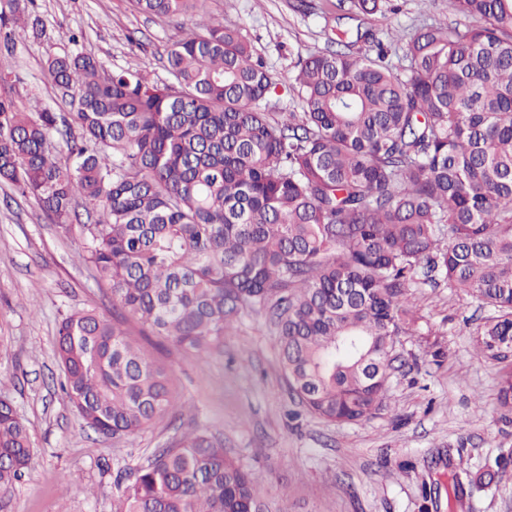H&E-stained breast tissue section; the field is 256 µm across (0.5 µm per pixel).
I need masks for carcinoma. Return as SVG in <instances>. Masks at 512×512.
<instances>
[{
  "mask_svg": "<svg viewBox=\"0 0 512 512\" xmlns=\"http://www.w3.org/2000/svg\"><path fill=\"white\" fill-rule=\"evenodd\" d=\"M132 2L162 18L197 8ZM449 4L475 24L393 33L400 72L370 30L336 24L337 49L298 59L301 111L286 116L261 106L274 82L248 39L210 18L167 51L166 82L73 52L47 61L70 112L0 96V182L67 232L83 203L78 260L112 294V315L72 310L57 330L60 389L89 429L134 434L178 407L169 372L124 317L201 352L243 311L268 307L288 387L341 423L382 407L420 277L493 310L477 352L508 358L512 0ZM337 7V20H355L379 0ZM497 402L512 411V366ZM31 459L30 428L1 395L0 499ZM114 487L112 512H250L260 500L254 474L196 429L117 470Z\"/></svg>",
  "mask_w": 512,
  "mask_h": 512,
  "instance_id": "obj_1",
  "label": "carcinoma"
}]
</instances>
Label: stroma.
Segmentation results:
<instances>
[{
  "label": "stroma",
  "instance_id": "1",
  "mask_svg": "<svg viewBox=\"0 0 512 512\" xmlns=\"http://www.w3.org/2000/svg\"><path fill=\"white\" fill-rule=\"evenodd\" d=\"M200 15L238 29L265 61L275 87L269 112H296L299 57L331 49L336 0H199ZM42 29L14 44L0 39V96L67 111L47 73L50 57L77 50L108 69L162 81L168 48L188 22L133 10L130 0H20ZM448 0H382L363 22L402 66L390 43L435 20L455 22ZM80 230L64 232L32 198L0 184V394L31 430L33 461L0 512H112L117 469L134 470L153 449L205 427L259 480L269 512H512V412L496 400L498 361L476 355L478 327L491 317L446 283L412 289L417 323L398 336L382 408L358 423L307 412L284 379L276 328L246 310L220 351L186 353L151 338L146 349L171 372L181 403L148 428L102 439L84 428L56 386L57 326L69 311L111 308L78 261ZM507 458L494 482L473 477ZM460 499L449 503L448 487Z\"/></svg>",
  "mask_w": 512,
  "mask_h": 512
}]
</instances>
